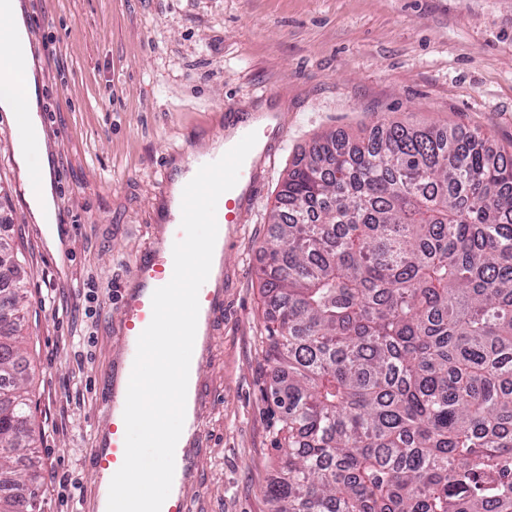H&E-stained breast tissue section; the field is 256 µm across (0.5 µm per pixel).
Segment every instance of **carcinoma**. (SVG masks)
<instances>
[{
	"instance_id": "1",
	"label": "carcinoma",
	"mask_w": 512,
	"mask_h": 512,
	"mask_svg": "<svg viewBox=\"0 0 512 512\" xmlns=\"http://www.w3.org/2000/svg\"><path fill=\"white\" fill-rule=\"evenodd\" d=\"M264 251L272 512H512V160L451 127L328 133ZM24 290L0 238V469L35 442ZM40 478L0 482V512H34L14 490Z\"/></svg>"
}]
</instances>
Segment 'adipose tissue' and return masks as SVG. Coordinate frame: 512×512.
Returning <instances> with one entry per match:
<instances>
[{"instance_id": "1", "label": "adipose tissue", "mask_w": 512, "mask_h": 512, "mask_svg": "<svg viewBox=\"0 0 512 512\" xmlns=\"http://www.w3.org/2000/svg\"><path fill=\"white\" fill-rule=\"evenodd\" d=\"M1 39L7 49L0 53V109L13 115L20 131L17 160L37 183L31 208L39 223L48 224L54 215L51 164L39 116L38 66L21 0H0Z\"/></svg>"}]
</instances>
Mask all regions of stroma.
<instances>
[{
    "label": "stroma",
    "instance_id": "stroma-1",
    "mask_svg": "<svg viewBox=\"0 0 512 512\" xmlns=\"http://www.w3.org/2000/svg\"><path fill=\"white\" fill-rule=\"evenodd\" d=\"M54 184L51 247L18 197L0 111V237L28 272L22 354L40 512H80L100 390L122 331L119 290L158 236L165 157L223 138L233 112L281 113L284 138L224 253L229 294L201 376L211 450L197 512H271L281 414L258 272L293 162L330 132L381 122L481 132L512 157V0H23ZM94 290V312L85 294Z\"/></svg>",
    "mask_w": 512,
    "mask_h": 512
}]
</instances>
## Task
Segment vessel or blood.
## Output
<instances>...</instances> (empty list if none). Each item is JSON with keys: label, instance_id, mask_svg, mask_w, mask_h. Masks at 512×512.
Masks as SVG:
<instances>
[{"label": "vessel or blood", "instance_id": "b4317fda", "mask_svg": "<svg viewBox=\"0 0 512 512\" xmlns=\"http://www.w3.org/2000/svg\"><path fill=\"white\" fill-rule=\"evenodd\" d=\"M239 184L244 185L242 197L225 198L218 205L216 220L218 235L214 258H222L224 250L236 242L235 230L244 219L245 203L256 189L255 167L243 163ZM181 211L168 212L164 217L162 242L140 257L133 287L122 288L119 311L123 336L112 354V372L102 390V411L94 421V441L89 459L97 475L93 509L107 512L109 486L113 475L125 458V423L123 411L137 341L152 319V294L166 285L173 276V244L183 236ZM199 314L195 342L200 348L192 357L189 368L185 421L175 451V472L171 492L161 512H192L194 493L201 480L202 462L209 451V441L202 428L203 409L213 397L204 386L199 373L202 355L208 354L216 322L224 315V276L216 274L214 281L205 282L198 293Z\"/></svg>", "mask_w": 512, "mask_h": 512}]
</instances>
